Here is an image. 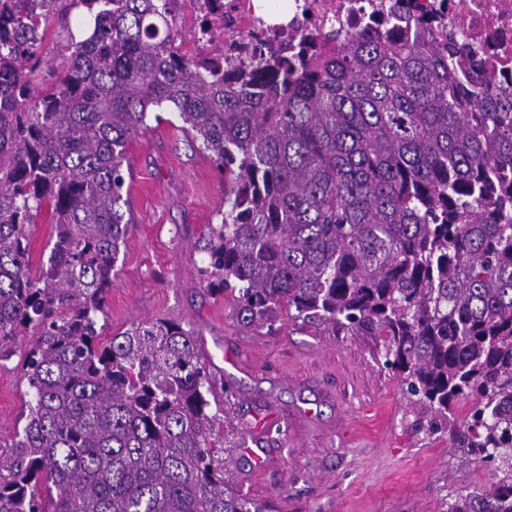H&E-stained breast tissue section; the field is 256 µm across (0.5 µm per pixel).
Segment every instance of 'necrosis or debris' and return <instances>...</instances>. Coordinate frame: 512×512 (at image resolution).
Masks as SVG:
<instances>
[{
	"instance_id": "necrosis-or-debris-1",
	"label": "necrosis or debris",
	"mask_w": 512,
	"mask_h": 512,
	"mask_svg": "<svg viewBox=\"0 0 512 512\" xmlns=\"http://www.w3.org/2000/svg\"><path fill=\"white\" fill-rule=\"evenodd\" d=\"M259 0H166L168 16L181 34L183 55L205 68L215 62L254 54L255 50L293 54L296 29L325 31L339 26L361 31L375 11L364 0H267L287 8L276 22L257 9ZM411 14L447 22L460 31L484 71L500 76L499 91L512 94V0H404Z\"/></svg>"
}]
</instances>
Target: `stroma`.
Returning <instances> with one entry per match:
<instances>
[{"mask_svg": "<svg viewBox=\"0 0 512 512\" xmlns=\"http://www.w3.org/2000/svg\"><path fill=\"white\" fill-rule=\"evenodd\" d=\"M50 14L34 94L49 91L59 51L82 39L89 13L65 0ZM175 112H166L128 146L126 177L134 222L98 324L103 339L139 319L193 330L231 418L230 471L240 493L268 512H443L454 489L479 490L485 470L459 467L451 433L429 434L399 378L379 362L370 336H321L280 318L273 328L244 326L230 293L204 288L198 241L217 223L224 176L193 150ZM22 336L0 361V442L20 429L28 387Z\"/></svg>", "mask_w": 512, "mask_h": 512, "instance_id": "obj_1", "label": "stroma"}]
</instances>
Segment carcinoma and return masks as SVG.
Masks as SVG:
<instances>
[{
    "label": "carcinoma",
    "mask_w": 512,
    "mask_h": 512,
    "mask_svg": "<svg viewBox=\"0 0 512 512\" xmlns=\"http://www.w3.org/2000/svg\"><path fill=\"white\" fill-rule=\"evenodd\" d=\"M51 2L0 9V361L35 337L0 512H267L219 455L194 333L98 331L132 223L128 144L164 108L224 172L203 286L247 326L284 313L381 337L383 367L438 418L471 400L455 448L493 481L448 512H512V97L401 0L359 33L311 31L290 58L207 76L178 55L163 0H85L88 35L35 97ZM36 229L34 230L31 244L32 271L39 267L42 257L47 258L50 247L47 246L50 240V224H44L42 219L38 220Z\"/></svg>",
    "instance_id": "cac0c4a2"
}]
</instances>
